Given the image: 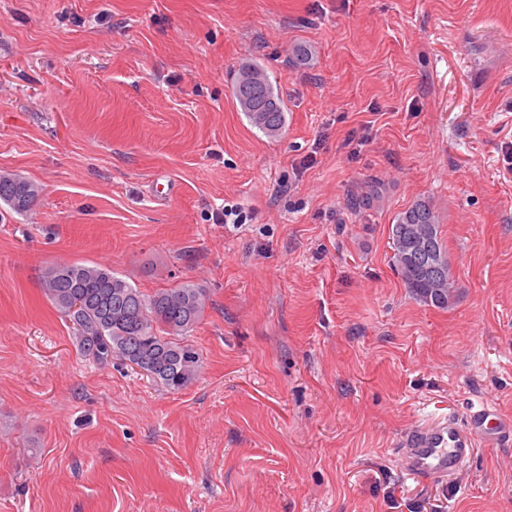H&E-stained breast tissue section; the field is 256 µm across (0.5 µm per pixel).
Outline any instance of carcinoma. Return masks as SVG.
Instances as JSON below:
<instances>
[{
    "mask_svg": "<svg viewBox=\"0 0 512 512\" xmlns=\"http://www.w3.org/2000/svg\"><path fill=\"white\" fill-rule=\"evenodd\" d=\"M233 97L249 123L268 137L284 128L279 94L253 61L239 64ZM42 189L12 173L0 174V201L17 213L37 203ZM393 265L425 304L448 307L455 283L434 205L420 199L391 225ZM45 296L73 325L80 352L98 366L116 358L138 368L172 393L196 380L200 354L188 339L208 302L206 290L180 284L147 295L102 265L59 263L42 276Z\"/></svg>",
    "mask_w": 512,
    "mask_h": 512,
    "instance_id": "cac0c4a2",
    "label": "carcinoma"
}]
</instances>
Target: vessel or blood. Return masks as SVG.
I'll return each instance as SVG.
<instances>
[{"label": "vessel or blood", "mask_w": 512, "mask_h": 512, "mask_svg": "<svg viewBox=\"0 0 512 512\" xmlns=\"http://www.w3.org/2000/svg\"><path fill=\"white\" fill-rule=\"evenodd\" d=\"M481 444L512 446V415L484 400L471 404L464 418L409 430L401 440V466L407 474L440 479L461 471Z\"/></svg>", "instance_id": "obj_1"}]
</instances>
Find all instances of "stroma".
Listing matches in <instances>:
<instances>
[{
  "instance_id": "stroma-1",
  "label": "stroma",
  "mask_w": 512,
  "mask_h": 512,
  "mask_svg": "<svg viewBox=\"0 0 512 512\" xmlns=\"http://www.w3.org/2000/svg\"><path fill=\"white\" fill-rule=\"evenodd\" d=\"M1 172L42 193L0 202V512H512V447L435 481L396 454L512 413V0H0ZM420 199L445 309L392 262ZM63 261L206 288L196 381L85 360L41 288ZM233 97L249 123L268 137L284 128L285 112L279 94L265 71L253 61L241 62L233 85ZM41 192V187L31 180L12 173L0 174V201L17 213L31 210ZM389 239L393 265L407 288L427 305L448 308L456 288L432 202L420 199L402 211L391 224ZM425 245L434 266L430 271L415 261L416 253Z\"/></svg>"
}]
</instances>
